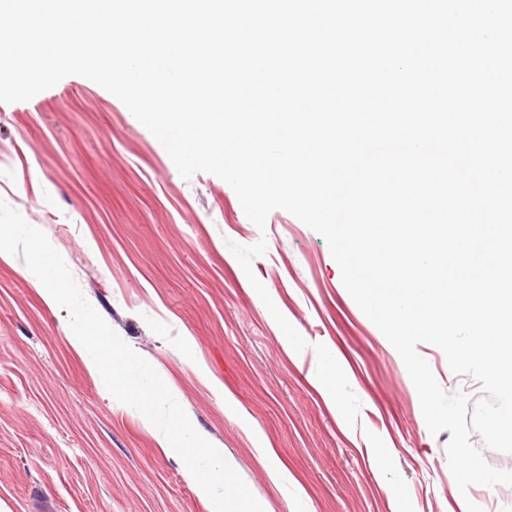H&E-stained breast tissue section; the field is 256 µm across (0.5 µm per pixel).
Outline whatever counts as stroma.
Wrapping results in <instances>:
<instances>
[{
  "instance_id": "35a3bbf8",
  "label": "stroma",
  "mask_w": 512,
  "mask_h": 512,
  "mask_svg": "<svg viewBox=\"0 0 512 512\" xmlns=\"http://www.w3.org/2000/svg\"><path fill=\"white\" fill-rule=\"evenodd\" d=\"M0 199L42 230L86 299L146 359L264 512H512V485L460 494L394 347L345 289L326 239L277 209L258 229L225 181L178 173L114 95L69 76L0 103ZM306 342L295 351L229 248ZM440 386L480 382L417 346ZM287 469L276 486L258 450ZM210 512L154 425L116 401L68 312L22 256L0 260V512Z\"/></svg>"
}]
</instances>
